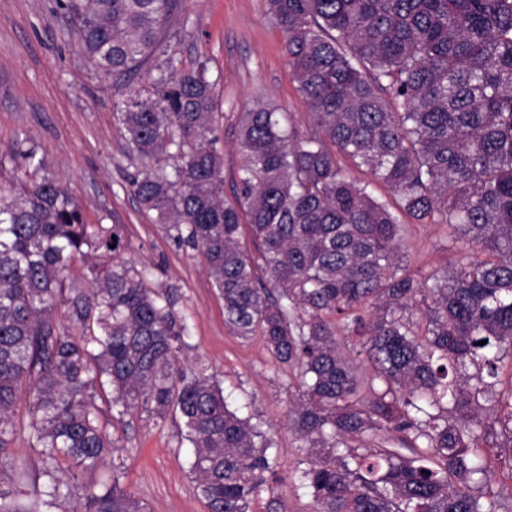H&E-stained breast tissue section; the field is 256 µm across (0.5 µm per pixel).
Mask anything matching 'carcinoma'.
<instances>
[{
    "mask_svg": "<svg viewBox=\"0 0 512 512\" xmlns=\"http://www.w3.org/2000/svg\"><path fill=\"white\" fill-rule=\"evenodd\" d=\"M56 5L97 74L126 87L113 112L144 164L129 182L141 209L201 250L229 331L260 334L288 367L313 512H509L473 485L490 457H512V394L496 390L512 358V0H269L317 133L269 103L241 113L231 201L206 64L182 70L163 47L178 0ZM25 143L0 154L16 172L0 181V473L27 431L46 456L33 493L53 512L58 457L92 469L120 448L104 397L118 421L183 420L209 512H251L263 491L265 512H288L266 477L272 438L229 408L207 366L185 364L175 292L147 287L124 258L126 225L88 223ZM339 155L372 181L347 176ZM407 218L448 225L457 265L409 277ZM26 495L21 478L0 480V512H28ZM72 512L146 506L114 477Z\"/></svg>",
    "mask_w": 512,
    "mask_h": 512,
    "instance_id": "carcinoma-1",
    "label": "carcinoma"
}]
</instances>
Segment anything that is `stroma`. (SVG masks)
Listing matches in <instances>:
<instances>
[{
    "label": "stroma",
    "instance_id": "35a3bbf8",
    "mask_svg": "<svg viewBox=\"0 0 512 512\" xmlns=\"http://www.w3.org/2000/svg\"><path fill=\"white\" fill-rule=\"evenodd\" d=\"M164 45L185 70L206 63L217 110L212 124L224 149V188L232 190L243 159L235 147L240 112L263 100L290 112L301 131L315 132L308 107L289 76L285 38L267 0H181ZM124 88L99 77L80 50L74 26L55 0H0V153L28 136L77 195L89 223L122 224L127 253L148 268V287L177 294L176 311L191 338L183 355L216 373L230 408L264 422L288 512H312L293 473L301 453L288 425V372L278 367L261 337L241 338L224 325V303L201 251L174 242L143 214L128 180L140 166L113 116ZM407 275L419 279L458 258L444 224L408 221L402 240ZM122 449L95 470L59 458L58 475L70 487L60 508L71 512L83 487L119 477L147 512H208L189 468L179 419L147 414L110 422Z\"/></svg>",
    "mask_w": 512,
    "mask_h": 512
}]
</instances>
